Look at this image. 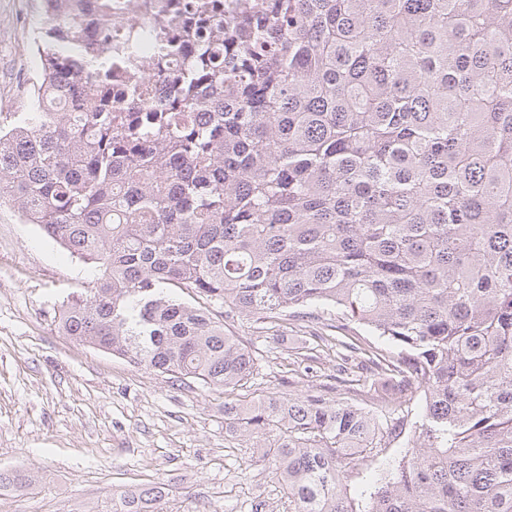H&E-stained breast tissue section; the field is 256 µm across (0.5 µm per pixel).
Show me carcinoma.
Returning a JSON list of instances; mask_svg holds the SVG:
<instances>
[{
    "instance_id": "carcinoma-1",
    "label": "carcinoma",
    "mask_w": 512,
    "mask_h": 512,
    "mask_svg": "<svg viewBox=\"0 0 512 512\" xmlns=\"http://www.w3.org/2000/svg\"><path fill=\"white\" fill-rule=\"evenodd\" d=\"M130 10L41 0L42 81L0 129V203L97 271L59 332L224 392L288 512H512V0ZM304 307L336 335L282 336L288 365L336 374L258 390L225 320Z\"/></svg>"
}]
</instances>
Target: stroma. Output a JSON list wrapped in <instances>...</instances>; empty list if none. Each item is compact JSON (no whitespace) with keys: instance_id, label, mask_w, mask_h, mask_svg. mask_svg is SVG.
<instances>
[{"instance_id":"stroma-1","label":"stroma","mask_w":512,"mask_h":512,"mask_svg":"<svg viewBox=\"0 0 512 512\" xmlns=\"http://www.w3.org/2000/svg\"><path fill=\"white\" fill-rule=\"evenodd\" d=\"M37 0H0V110L19 111L41 73L32 48ZM90 267L69 257L11 205L0 206V474L30 476L0 487V512H111L122 492L164 484L158 512H288L267 462L224 434V396L63 336L55 318L84 293ZM335 315L307 309L286 327L228 320L257 357L263 387L300 392L334 374L284 381L281 332L304 336Z\"/></svg>"}]
</instances>
